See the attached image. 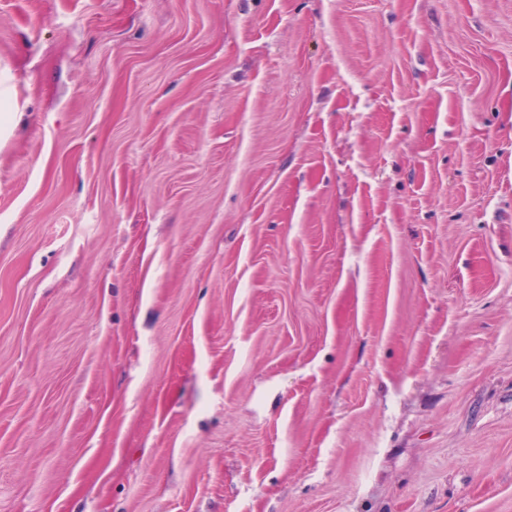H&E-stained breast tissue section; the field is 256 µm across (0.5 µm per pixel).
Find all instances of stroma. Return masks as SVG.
I'll return each mask as SVG.
<instances>
[{"label": "stroma", "instance_id": "stroma-1", "mask_svg": "<svg viewBox=\"0 0 512 512\" xmlns=\"http://www.w3.org/2000/svg\"><path fill=\"white\" fill-rule=\"evenodd\" d=\"M0 512H512V0H0Z\"/></svg>", "mask_w": 512, "mask_h": 512}]
</instances>
